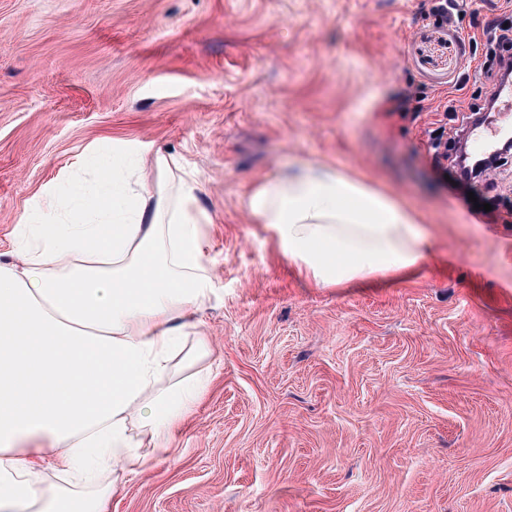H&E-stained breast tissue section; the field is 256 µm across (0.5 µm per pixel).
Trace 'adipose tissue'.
I'll return each instance as SVG.
<instances>
[{"label":"adipose tissue","mask_w":512,"mask_h":512,"mask_svg":"<svg viewBox=\"0 0 512 512\" xmlns=\"http://www.w3.org/2000/svg\"><path fill=\"white\" fill-rule=\"evenodd\" d=\"M77 165L98 182L48 189L19 220V264L0 263V512H108L112 478L147 464L142 446L167 451L205 388L174 365L211 352L200 181L122 145ZM244 206L320 288L379 285L436 252L415 209L322 162L266 175ZM49 457L63 483L45 485Z\"/></svg>","instance_id":"adipose-tissue-1"}]
</instances>
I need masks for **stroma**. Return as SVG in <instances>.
Here are the masks:
<instances>
[{
	"instance_id": "35a3bbf8",
	"label": "stroma",
	"mask_w": 512,
	"mask_h": 512,
	"mask_svg": "<svg viewBox=\"0 0 512 512\" xmlns=\"http://www.w3.org/2000/svg\"><path fill=\"white\" fill-rule=\"evenodd\" d=\"M0 0V260L90 146L182 157L207 214L209 386L110 512H512V157L454 190L430 135L484 97L512 0ZM322 161L407 200L439 257L319 288L243 200ZM487 46V77L498 82L503 81L505 76L509 79L512 78V59L510 60L506 73L503 75L498 67L504 52L512 51V26L510 24H497L490 23L483 31ZM491 63V64H490ZM496 65L497 70L493 69L491 65Z\"/></svg>"
}]
</instances>
